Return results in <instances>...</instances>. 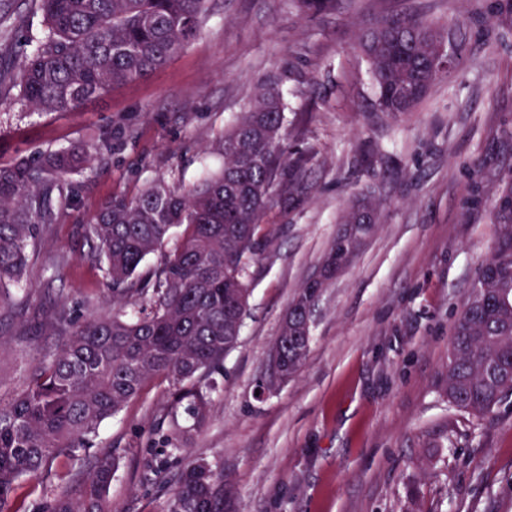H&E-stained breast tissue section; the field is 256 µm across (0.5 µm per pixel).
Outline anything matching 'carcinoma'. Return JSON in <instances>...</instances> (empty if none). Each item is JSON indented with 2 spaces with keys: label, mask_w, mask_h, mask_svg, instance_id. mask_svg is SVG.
<instances>
[{
  "label": "carcinoma",
  "mask_w": 512,
  "mask_h": 512,
  "mask_svg": "<svg viewBox=\"0 0 512 512\" xmlns=\"http://www.w3.org/2000/svg\"><path fill=\"white\" fill-rule=\"evenodd\" d=\"M44 41L0 69V84H17L39 112H73L117 85L164 67L197 33L208 0H39ZM444 32L412 16L390 17L359 35L380 112L397 117L413 111L445 75L438 68ZM283 94L260 86L249 109L217 141L220 170L177 192L157 182L137 196L105 201L84 227L95 243L112 309L76 319L64 306L41 310L30 335L55 336L60 346L42 353L24 385L4 389L0 379V512H112L109 489L117 459L96 461L83 479L43 498L32 511L15 507L17 491L30 478L44 480L55 460L89 452L101 424L138 396L144 383H167L166 429L155 444L168 453L184 449L193 427L179 409L204 425L211 394L235 347L250 294L247 273L258 260L264 210L276 195L298 197L306 189L309 158L284 144ZM97 147L79 144L63 152H39L0 167V307L9 285L20 281L37 254L42 228L57 214L49 194L56 182L93 159ZM288 178H283V175ZM377 204L356 197L321 265L325 280L354 260L371 228L359 222ZM499 232L461 311L448 353L446 392L456 408L485 416L512 395V179L496 205ZM181 238L163 248L174 230ZM160 260L142 272L144 260ZM322 286L306 283L288 307L273 347L288 337L285 377L304 365L310 338L301 318L318 301ZM224 470L204 457L178 472L166 512H235Z\"/></svg>",
  "instance_id": "1"
}]
</instances>
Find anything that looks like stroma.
Listing matches in <instances>:
<instances>
[{"label":"stroma","mask_w":512,"mask_h":512,"mask_svg":"<svg viewBox=\"0 0 512 512\" xmlns=\"http://www.w3.org/2000/svg\"><path fill=\"white\" fill-rule=\"evenodd\" d=\"M490 0H339L327 11L296 0H211L197 34L164 68L73 112L39 113L19 86H0V166L35 151L99 142L96 159L52 191L58 218L26 272L27 291L0 321L34 320L66 302L75 315L104 304L103 273L83 232L102 203L157 179L191 186L219 161L217 138L247 111L259 84L284 96L285 133L309 156L307 193L274 198L224 388L187 449L163 457L153 431L166 414L153 379L104 422L88 472L114 455L112 512H164L155 483L194 457L220 461L238 512H512V396L477 418L449 403L448 350L457 318L497 236V197L512 177V11ZM413 15L446 26L454 64L412 112L376 109L361 31ZM46 31L38 0H0V65ZM359 193L382 220L350 267L322 292L303 368L257 398L268 352L295 294L318 269ZM0 346V378L22 386L40 350Z\"/></svg>","instance_id":"obj_1"}]
</instances>
